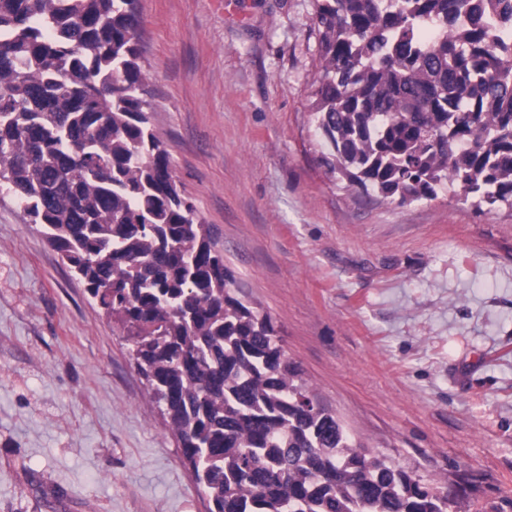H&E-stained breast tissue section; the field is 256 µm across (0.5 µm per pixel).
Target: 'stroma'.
<instances>
[{
  "label": "stroma",
  "instance_id": "obj_1",
  "mask_svg": "<svg viewBox=\"0 0 512 512\" xmlns=\"http://www.w3.org/2000/svg\"><path fill=\"white\" fill-rule=\"evenodd\" d=\"M150 123L235 293L368 452L512 512V208L347 185L313 0H138ZM124 330L0 192V512H207Z\"/></svg>",
  "mask_w": 512,
  "mask_h": 512
}]
</instances>
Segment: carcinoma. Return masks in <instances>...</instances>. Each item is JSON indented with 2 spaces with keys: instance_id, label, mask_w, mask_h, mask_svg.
<instances>
[{
  "instance_id": "1",
  "label": "carcinoma",
  "mask_w": 512,
  "mask_h": 512,
  "mask_svg": "<svg viewBox=\"0 0 512 512\" xmlns=\"http://www.w3.org/2000/svg\"><path fill=\"white\" fill-rule=\"evenodd\" d=\"M312 112L349 184L512 207V0H314ZM136 0H0V191L163 404L208 512H471L355 444L232 291L151 129Z\"/></svg>"
}]
</instances>
